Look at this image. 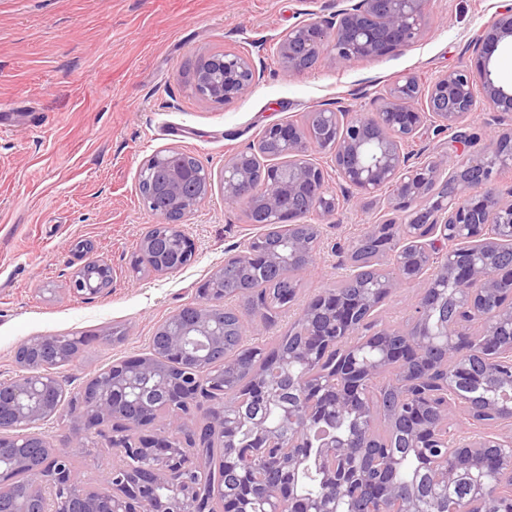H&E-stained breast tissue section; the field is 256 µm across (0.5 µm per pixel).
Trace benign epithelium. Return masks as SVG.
<instances>
[{
	"instance_id": "1",
	"label": "benign epithelium",
	"mask_w": 512,
	"mask_h": 512,
	"mask_svg": "<svg viewBox=\"0 0 512 512\" xmlns=\"http://www.w3.org/2000/svg\"><path fill=\"white\" fill-rule=\"evenodd\" d=\"M344 3L327 19L311 17L283 33L275 51L283 70L289 74L308 69L309 59H328L337 67L354 61L401 51L410 47L426 28L430 0H336ZM512 43V7L499 13L484 26L474 43V64L462 65L438 76L427 85L414 75H403L376 96L371 113L352 112L347 107L314 109L304 121L276 123L267 127L258 147L273 144L288 156V165L270 164L260 170L252 165L257 151H242L224 160L221 184L224 200L244 206L249 223L277 224L288 239V255L279 250L259 254L250 245L225 255L224 263L248 267L258 261L270 267L316 254L315 238H306L298 229L317 219L326 221L338 210L336 195L327 188V172L311 161L310 152L330 148L334 152L336 175L351 187L356 198L376 196L392 188L384 210L385 224L399 223L405 214L409 224H430V236L413 237L377 252L379 259L392 257L402 268L398 275H385L373 283L348 312L336 307V321L353 318L365 311L376 317L382 302L406 281L419 288L415 319L409 328L388 329L371 343V357L361 350H348L340 359L333 387L300 379L301 403L291 416L295 423L286 434L264 419L238 421L258 435H266L267 447L301 448L305 433L325 415L340 425L349 420L353 433L331 436L322 444L320 455L312 459L302 452L288 460L270 453L262 460L269 481L256 494L250 484L239 497L230 500L226 512H355L352 502L363 494L372 495L385 512H427L425 502L411 493L397 495L394 486L370 480L362 468L347 469L346 461L358 457L357 449L367 447L373 409L358 403L364 387L391 370L400 372L402 407L392 422L409 426V448L448 447L462 457L489 456L497 460L501 475L492 488L478 473L472 491L456 501L450 512H475L479 501L489 496L512 499V399L505 398V385H512V344L499 337L512 335V302L501 300L499 285L512 279V185L499 180L500 170L512 163V131L491 137L476 157L449 159L431 155L421 162L411 161L404 152L405 142L423 131H459L476 112H512V88L506 89L492 78L490 63L504 43ZM260 72L248 54L210 51L199 56L192 75V91L201 100L230 104L259 81ZM182 151L170 147L152 154L139 170L147 180L159 164L167 171L163 192L166 208L157 211L152 198L141 197L160 223L180 229L183 219L209 201L214 183L204 165L187 172L180 161ZM453 243L441 254L436 242ZM95 266L105 272L98 286L86 282L87 265L78 267L69 281V292L91 296L112 284V267L105 261ZM341 301L335 289L315 295L301 310L299 318L309 323L306 342L291 351L279 366L257 376L252 392L267 405H278L270 380L282 370L306 367L311 355L328 340L320 336L314 323L315 306ZM453 307L446 320L436 318L438 301ZM207 303L194 304L187 315L176 312L156 333L164 336L175 355L204 361L211 351L224 346V330L214 326L206 311ZM53 336L31 337L16 351L20 371L0 382V499L13 502V512H31L33 499L52 496L63 504L54 512H95L85 505L84 485L71 468L74 439L85 434L107 436L109 445L120 453L146 450L144 470L123 476L111 475L97 489L105 512H198L199 490L193 484L168 483V475L185 466L204 472L206 456L199 453L189 460L167 432L156 433L144 424L150 416L145 407L131 425L143 430L141 440L128 444L112 438V416L127 405L140 382L153 378L163 381V369L147 354L133 358L129 365H114L91 378L88 402L72 414L68 433L56 445L35 444L34 432L41 422L58 414L62 406L61 385L53 370L73 362L78 352L60 349L53 365L41 362L39 351ZM483 363L484 397L463 394L471 373V357ZM431 382L439 394L429 399L439 422L429 424L428 407H421L415 392ZM462 410L467 429L452 419V410ZM34 465L41 477L33 482L28 496L17 499L6 473ZM436 481L444 487L459 479L456 461L444 454L430 457ZM312 467L322 475V497L313 504L293 477Z\"/></svg>"
}]
</instances>
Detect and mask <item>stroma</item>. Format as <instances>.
Wrapping results in <instances>:
<instances>
[{
  "instance_id": "obj_1",
  "label": "stroma",
  "mask_w": 512,
  "mask_h": 512,
  "mask_svg": "<svg viewBox=\"0 0 512 512\" xmlns=\"http://www.w3.org/2000/svg\"><path fill=\"white\" fill-rule=\"evenodd\" d=\"M512 0H431L427 29L412 47L345 67L320 61L287 75L275 40L307 15L325 18L336 0H0V382L15 377L17 346L33 336L98 333L72 363L57 368L66 395L113 362L150 350L157 327L198 299L197 289L227 250L263 233L221 185L188 215L191 262L156 275L133 267L158 218L142 204L141 164L176 147L213 175L224 159L256 144L276 122L299 121L316 106L343 102L371 112L400 76L428 83L473 63L470 42ZM252 54L262 77L222 105L191 91L203 50ZM512 128V112H479L466 127L474 144L431 137L433 154L473 157L482 141ZM382 198L341 201L320 225L321 243L295 302L274 326L247 330L245 343H275L302 306L346 273L345 255L378 222ZM112 267V285L93 298L70 294L80 261L73 246ZM120 327L118 345L103 336ZM117 454L100 438L74 453L85 485H97Z\"/></svg>"
}]
</instances>
